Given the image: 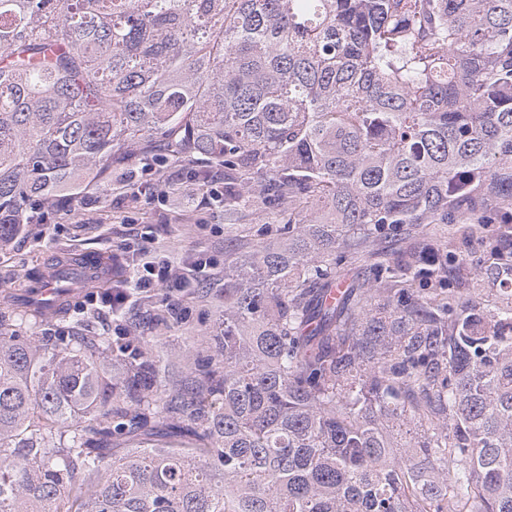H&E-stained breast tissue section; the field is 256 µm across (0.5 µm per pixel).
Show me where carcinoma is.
<instances>
[{"label":"carcinoma","mask_w":512,"mask_h":512,"mask_svg":"<svg viewBox=\"0 0 512 512\" xmlns=\"http://www.w3.org/2000/svg\"><path fill=\"white\" fill-rule=\"evenodd\" d=\"M151 144L288 237L224 263L185 396L142 336L0 314V512H512V297L444 287L512 245L430 232L512 223V0H0V248ZM512 224H487L482 228V233L477 234L471 239L467 252H464L468 262V266L471 263H476L478 260L482 261L483 265L489 264V251L490 247L495 244L496 239L499 238V234L505 229H509V238L511 233ZM13 328L18 336H32L36 340L39 338L40 343H45L48 339H53L55 331L52 326L39 325L34 320L15 315L13 320ZM35 336H39L38 338ZM52 336V337H49Z\"/></svg>","instance_id":"carcinoma-1"}]
</instances>
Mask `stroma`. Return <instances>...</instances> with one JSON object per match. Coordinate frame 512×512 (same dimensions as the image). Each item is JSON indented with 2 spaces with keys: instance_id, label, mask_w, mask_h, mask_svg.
Instances as JSON below:
<instances>
[{
  "instance_id": "35a3bbf8",
  "label": "stroma",
  "mask_w": 512,
  "mask_h": 512,
  "mask_svg": "<svg viewBox=\"0 0 512 512\" xmlns=\"http://www.w3.org/2000/svg\"><path fill=\"white\" fill-rule=\"evenodd\" d=\"M206 168L203 160L169 154L149 169L135 158L114 160L111 177L105 187L94 190L92 204L72 200L0 251V282L28 276L56 257L87 251L111 254L119 274L97 288L96 302L81 293L71 299V309H87L90 320L83 329L88 335L144 337L162 367L163 394L182 391L190 376L188 356L208 354L210 334L224 308L225 256L255 252L278 230L254 215L228 224L223 208H200L211 189L201 177ZM139 184L151 185V192L133 195V186ZM144 241L167 255L173 275L184 273L199 257L213 258L215 266L191 278L182 296L173 297L165 288L137 293L123 317H114L102 298L131 276L125 244Z\"/></svg>"
}]
</instances>
